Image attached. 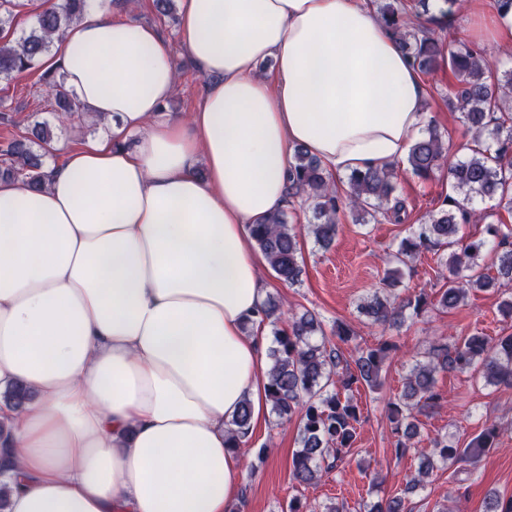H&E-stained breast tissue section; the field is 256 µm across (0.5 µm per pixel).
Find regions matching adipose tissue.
Returning a JSON list of instances; mask_svg holds the SVG:
<instances>
[{"instance_id":"1","label":"adipose tissue","mask_w":512,"mask_h":512,"mask_svg":"<svg viewBox=\"0 0 512 512\" xmlns=\"http://www.w3.org/2000/svg\"><path fill=\"white\" fill-rule=\"evenodd\" d=\"M208 83L166 110L173 49L89 5L56 65L112 131L0 180V512H228L227 424L265 397L269 286L249 227L288 205L292 151L330 174L395 165L426 88L365 0H179ZM272 60L273 69L258 67Z\"/></svg>"}]
</instances>
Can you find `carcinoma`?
Segmentation results:
<instances>
[{
  "label": "carcinoma",
  "instance_id": "1",
  "mask_svg": "<svg viewBox=\"0 0 512 512\" xmlns=\"http://www.w3.org/2000/svg\"><path fill=\"white\" fill-rule=\"evenodd\" d=\"M35 4V21L15 36L18 4L0 0V82H10L21 74L42 66V59L56 49V39L82 15L88 0H30ZM380 20L401 40L414 67L428 72L436 67L437 37L407 17L402 0H376ZM485 52L465 42L448 49V69L457 84L448 96V108L461 115L474 131L476 141L484 138L494 144L493 153L471 150L463 159H448L442 134L433 126L412 145L407 159L409 170L427 179L447 168L448 180L460 199H443L441 206L428 214L425 222L409 237L401 240L394 254L397 264L388 273V285L403 275V268L423 249L446 248L438 256V267L448 271L446 287L441 289L439 305L445 309L458 307L467 290H497L512 282V224L488 221L489 212L478 217L485 222L482 235L466 239L459 235L457 213L461 202L470 203L480 197L496 199L497 206L512 213V69L497 76ZM53 97L54 111L73 116L79 108L70 98L58 72L47 68L39 75ZM0 125L12 127L5 148L0 150V176L22 178L33 187L42 183L45 148L67 131L60 124L51 127L47 121L20 127L12 116L0 110ZM400 171L390 167L368 168L348 176V190L341 195L334 182L307 151L296 148L290 167V197H303L312 209L314 223L307 225L317 243L329 246L336 237L337 215L344 210L354 214L355 221L366 224L389 212L400 218L404 203L392 199ZM251 236L269 268L277 278L290 284L299 281L298 233L288 223L283 209L251 225ZM493 254L497 276L484 272L481 262ZM428 308V296L419 294L396 307L386 295L374 294L360 306V313L372 324L390 330L409 309L415 317ZM317 317L309 311L293 317L288 328L275 332L274 346L269 349L266 396L272 413L280 424L299 417V448L292 456V479L299 486L315 483L322 468L333 469L352 449L357 440V424L361 409L348 395L354 387L373 388L379 384L386 361L396 353V344L385 339L377 345L359 350L348 361L338 346L326 344ZM427 362H414L405 378L400 396L387 405L391 433L395 437L396 457L404 456L415 445L419 435L418 415L444 400L436 386L438 372L476 373L486 384L512 387V335L493 343L484 336H464L452 344H438L426 352ZM251 408L241 406L227 428V447L236 449L249 433ZM505 428L497 422L484 425L481 433L466 447L458 441L441 437L433 440L431 452L421 460L416 474L407 483L412 492L424 484L437 461L473 464L484 452L496 447Z\"/></svg>",
  "mask_w": 512,
  "mask_h": 512
}]
</instances>
